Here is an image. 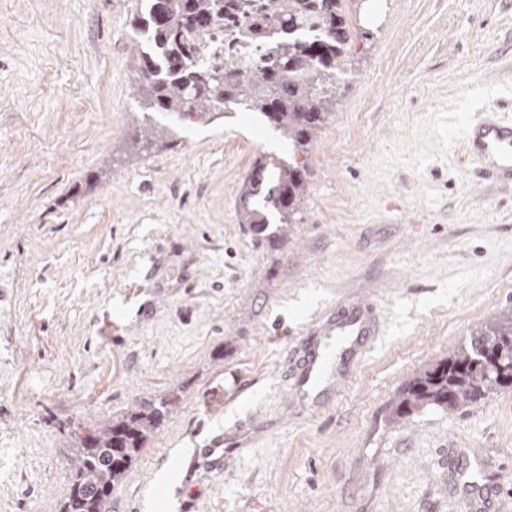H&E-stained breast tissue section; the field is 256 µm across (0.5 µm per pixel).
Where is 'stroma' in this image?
<instances>
[{"label": "stroma", "instance_id": "stroma-1", "mask_svg": "<svg viewBox=\"0 0 512 512\" xmlns=\"http://www.w3.org/2000/svg\"><path fill=\"white\" fill-rule=\"evenodd\" d=\"M296 224L241 223L255 112L144 110L137 0H0V512H59L77 436L165 417L111 512H512V388L394 419L403 384L512 312V190L473 184L465 124L512 116V0H370ZM370 294L344 388L290 409L306 329ZM239 453L195 465L221 435Z\"/></svg>", "mask_w": 512, "mask_h": 512}]
</instances>
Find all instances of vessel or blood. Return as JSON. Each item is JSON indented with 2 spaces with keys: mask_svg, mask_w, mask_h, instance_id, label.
<instances>
[{
  "mask_svg": "<svg viewBox=\"0 0 512 512\" xmlns=\"http://www.w3.org/2000/svg\"><path fill=\"white\" fill-rule=\"evenodd\" d=\"M463 152L477 182L512 187V117H505L490 108L469 120ZM373 310L372 302L363 298L337 308L335 315L315 329L318 345L303 359L292 385L291 401L297 412L308 413L316 402L315 390L330 384L327 364L336 344L348 343L355 336L373 334Z\"/></svg>",
  "mask_w": 512,
  "mask_h": 512,
  "instance_id": "vessel-or-blood-1",
  "label": "vessel or blood"
}]
</instances>
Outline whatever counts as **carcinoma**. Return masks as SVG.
<instances>
[{"label": "carcinoma", "instance_id": "1", "mask_svg": "<svg viewBox=\"0 0 512 512\" xmlns=\"http://www.w3.org/2000/svg\"><path fill=\"white\" fill-rule=\"evenodd\" d=\"M151 51L136 56L149 107L180 120L240 104L264 116L291 152H306L327 122L345 56L354 36L346 15L354 0H139ZM246 19L247 39L269 42L267 64L238 75L234 55L212 60L211 42ZM307 168L296 161L259 158L241 185V223L268 227L266 210L295 224L306 192ZM512 314L477 330L469 343L417 374L400 389L394 416L427 407L454 408L512 387ZM162 411L144 407L80 437L73 448L69 496L62 512H110L112 487L121 483L140 444Z\"/></svg>", "mask_w": 512, "mask_h": 512}]
</instances>
